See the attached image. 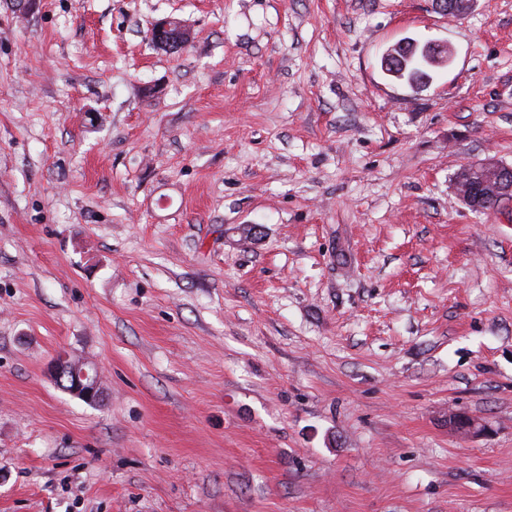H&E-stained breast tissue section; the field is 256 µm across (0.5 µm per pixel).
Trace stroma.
Wrapping results in <instances>:
<instances>
[{"label": "stroma", "instance_id": "stroma-1", "mask_svg": "<svg viewBox=\"0 0 512 512\" xmlns=\"http://www.w3.org/2000/svg\"><path fill=\"white\" fill-rule=\"evenodd\" d=\"M406 38L452 52L426 87ZM487 159L512 0H0V512H512ZM151 36L157 45L168 50L184 47L191 40L190 31L175 19H164L154 23ZM474 172L480 176L478 180L473 178ZM464 174L468 181L465 180ZM455 191L459 198L469 203V206L475 205L474 194H477L478 198L483 194L490 196H496L498 193L511 194L512 166L499 164L494 160L475 165H463L455 178ZM50 372L54 380L67 386L65 391L71 395L90 404H96L100 400L102 391L97 375L85 369L83 363L61 356L51 365Z\"/></svg>", "mask_w": 512, "mask_h": 512}]
</instances>
